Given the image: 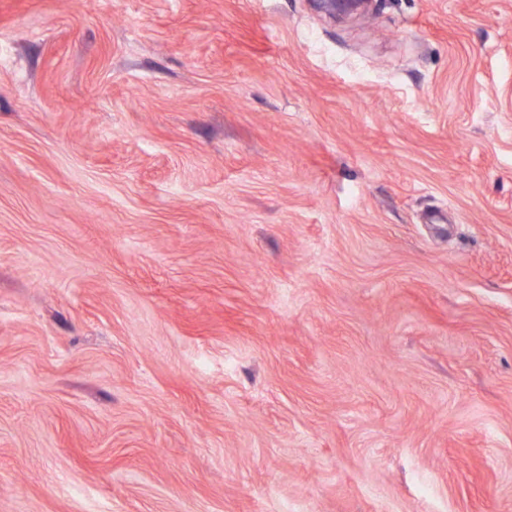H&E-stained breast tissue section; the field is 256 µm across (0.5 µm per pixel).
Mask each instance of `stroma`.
I'll return each mask as SVG.
<instances>
[{
    "label": "stroma",
    "mask_w": 512,
    "mask_h": 512,
    "mask_svg": "<svg viewBox=\"0 0 512 512\" xmlns=\"http://www.w3.org/2000/svg\"><path fill=\"white\" fill-rule=\"evenodd\" d=\"M0 512H512V0H0Z\"/></svg>",
    "instance_id": "stroma-1"
}]
</instances>
